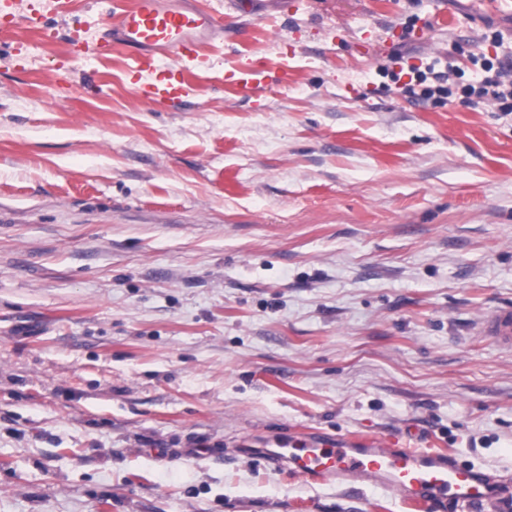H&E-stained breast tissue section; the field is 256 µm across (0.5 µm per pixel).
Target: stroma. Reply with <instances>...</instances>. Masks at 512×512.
<instances>
[{"label":"stroma","mask_w":512,"mask_h":512,"mask_svg":"<svg viewBox=\"0 0 512 512\" xmlns=\"http://www.w3.org/2000/svg\"><path fill=\"white\" fill-rule=\"evenodd\" d=\"M199 3L224 40L165 104L64 59L116 0L0 31V512H424L257 451L313 430L404 432L512 512V116L378 73L478 82L512 0ZM242 57L287 86L238 93ZM484 330L495 344L512 348V309H500L489 315Z\"/></svg>","instance_id":"1"}]
</instances>
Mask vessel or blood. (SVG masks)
I'll return each mask as SVG.
<instances>
[{
    "mask_svg": "<svg viewBox=\"0 0 512 512\" xmlns=\"http://www.w3.org/2000/svg\"><path fill=\"white\" fill-rule=\"evenodd\" d=\"M224 39L221 12L204 9L194 0L171 7L164 0H130L114 21L93 41L74 40L70 58L104 56L112 47L130 54L136 73L148 72L150 83L136 87L137 98L180 99L188 88L191 65L202 48ZM233 84L242 94L261 93L281 85L283 71L236 61ZM484 330L493 342L512 348V309L489 315ZM265 459L306 478L355 488L373 485L393 490L401 498L438 508L453 501L459 512L490 501L498 478L473 466L459 464L448 453L400 445L393 434L326 437L311 433L299 440L264 450Z\"/></svg>",
    "mask_w": 512,
    "mask_h": 512,
    "instance_id": "obj_1",
    "label": "vessel or blood"
}]
</instances>
